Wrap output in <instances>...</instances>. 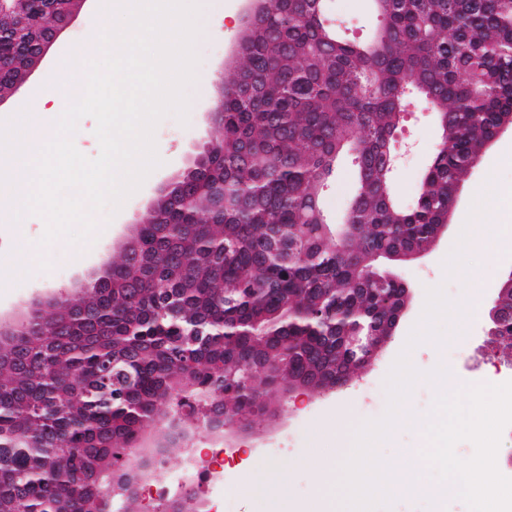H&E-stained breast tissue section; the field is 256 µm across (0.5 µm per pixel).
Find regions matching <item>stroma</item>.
Segmentation results:
<instances>
[{
  "mask_svg": "<svg viewBox=\"0 0 512 512\" xmlns=\"http://www.w3.org/2000/svg\"><path fill=\"white\" fill-rule=\"evenodd\" d=\"M243 0H203L201 34L196 42L197 80L188 90L190 100L186 122L164 117L156 126L154 139L160 166L130 195L114 216L99 213V224L92 243L72 246L59 240L43 248L40 262L20 266L17 255L35 245L42 237L46 223L37 215L27 218L24 236H17L9 225L0 223V314L13 313L24 318L36 304L53 297H73L87 288L93 270L102 261L120 256L122 243L133 233L135 221L150 207L157 190L174 181L191 167L194 158L209 140V111L220 95L225 59L242 32ZM329 13L337 24L347 27L361 39H370L377 18L370 0H328ZM221 32H214V24ZM100 26L97 4L87 0L75 21L60 35L46 59L31 77L29 91L0 105V115L13 116L32 107L33 89L60 84L59 59L76 46L95 39ZM512 147V133L502 135L473 171L460 199L456 213L473 212L477 224L496 225L503 222L500 213L474 210V194L484 189L497 193L512 192V159L500 156L503 147ZM437 148L434 117L421 100H414L404 116L402 131L395 145L398 163L394 176L395 193L402 204H410L417 192L419 175L430 163ZM357 167L352 155H344L336 174L325 189L321 203L330 223H343L346 208L354 194ZM512 272V246L498 255L471 248H458L456 230H449L446 241L425 258L402 264L400 274L412 288V304L392 339L379 357L364 370L355 373L345 388L326 394L319 392L282 395L275 417L255 415L248 427L236 433L234 452H226L203 422L190 427V444L195 448H212L222 453L223 466L215 467V479L197 481L200 500L208 512H259V504L239 486L237 466L243 458H251L256 478L269 488L284 487L290 505L298 506L312 499L320 481L319 461L313 453L324 431H349L364 421L383 416L387 409L386 379L401 351H408L412 366L420 372L442 366L451 378L480 381L487 375H500L512 370V352L487 346L490 326L488 311H481L472 321H459L457 316L440 320L444 332L452 333L447 346L436 347L426 341L413 349L405 343L410 331L423 314L428 289L443 287L447 298L458 307L467 303L470 281H485L488 298H495L502 278ZM436 387L418 380L404 405L413 417L412 423H400L387 441L376 445L377 455L386 464L401 467L406 456L421 443L419 425L429 411ZM375 393L376 402H368L367 393Z\"/></svg>",
  "mask_w": 512,
  "mask_h": 512,
  "instance_id": "obj_1",
  "label": "stroma"
}]
</instances>
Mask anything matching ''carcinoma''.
Instances as JSON below:
<instances>
[{
	"label": "carcinoma",
	"mask_w": 512,
	"mask_h": 512,
	"mask_svg": "<svg viewBox=\"0 0 512 512\" xmlns=\"http://www.w3.org/2000/svg\"><path fill=\"white\" fill-rule=\"evenodd\" d=\"M324 0H274L225 71L221 124L203 171L184 174L140 221L149 266L112 263L80 302L84 317L52 337L21 336L0 353V512H67L112 494L113 457L134 447L156 403L181 407L185 375L242 371L272 351L277 377L351 374L337 354L356 329L331 308L380 327L404 285L366 274L376 253L420 248L467 181L485 144L512 113V0H373V40L341 37ZM421 96L442 123L440 143L409 206L394 200L390 167L408 100ZM344 152L355 193L332 234L321 197ZM224 188V211L210 194ZM496 335L512 336V293L497 296ZM245 323L221 342L194 327ZM236 413L255 395L227 384Z\"/></svg>",
	"instance_id": "carcinoma-1"
}]
</instances>
